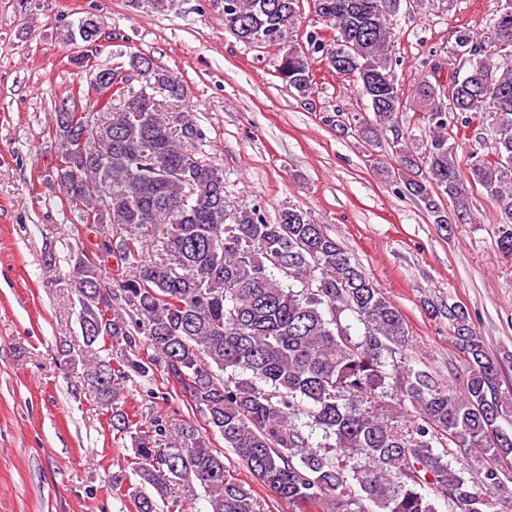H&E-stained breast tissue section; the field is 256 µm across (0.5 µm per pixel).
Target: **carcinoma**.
<instances>
[{"instance_id":"obj_1","label":"carcinoma","mask_w":512,"mask_h":512,"mask_svg":"<svg viewBox=\"0 0 512 512\" xmlns=\"http://www.w3.org/2000/svg\"><path fill=\"white\" fill-rule=\"evenodd\" d=\"M405 0H317L316 15L333 42L352 45L346 70L369 103L373 120L352 117L365 139L391 134L402 193L448 228V210L470 213V195L482 188L502 224L498 250L512 257V28L503 34L497 11L486 36L464 30L489 49L481 73L456 63L449 51L448 96L426 81L419 86L417 139L400 125L405 92L393 67L391 18ZM298 0H224V28L247 44L281 46L278 78L308 98L312 64L336 68L323 31L307 47L288 43ZM144 79L129 85L103 112V130L89 117H53L62 150L55 178L83 222L110 224L125 235V275L115 280L117 309L101 308L100 267L74 262L80 325L89 347L85 376L107 407L129 374L163 368L205 426L159 419L136 423L114 415L113 429L133 441L138 483L127 487L134 512H160L173 490H203L210 512H260L256 491L224 467L205 431L217 432L272 496L316 512H500L479 491L497 490L512 477V388L502 389L501 368L512 358L488 352L468 313L451 305L431 314L448 319L466 364L461 389L411 366L409 330L401 310L350 255L290 207L276 223L259 210L229 212L224 171L199 156L195 115L161 111L158 97L179 101L184 84L147 57L131 54L127 66ZM486 132L483 153L456 161L458 128ZM161 234L156 258H139L140 230ZM281 273L289 283L276 278ZM144 335L154 356L112 362L92 346H136ZM396 391L419 409L406 427L398 407L384 401ZM459 453L484 457L475 481L464 477Z\"/></svg>"}]
</instances>
